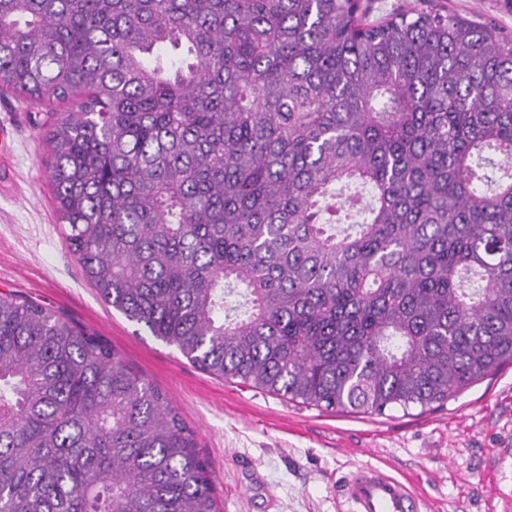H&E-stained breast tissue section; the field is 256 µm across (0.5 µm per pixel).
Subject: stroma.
I'll list each match as a JSON object with an SVG mask.
<instances>
[{
	"label": "stroma",
	"instance_id": "obj_1",
	"mask_svg": "<svg viewBox=\"0 0 512 512\" xmlns=\"http://www.w3.org/2000/svg\"><path fill=\"white\" fill-rule=\"evenodd\" d=\"M370 21L424 8L480 17L512 36V0H361ZM0 91V295L50 309L113 349L192 430L220 512H342L336 490L373 464L412 481L433 512H495L492 452L512 445V364L444 405L382 415L327 412L205 373L107 305L57 220L48 173L53 113Z\"/></svg>",
	"mask_w": 512,
	"mask_h": 512
}]
</instances>
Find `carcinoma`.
<instances>
[{
    "label": "carcinoma",
    "mask_w": 512,
    "mask_h": 512,
    "mask_svg": "<svg viewBox=\"0 0 512 512\" xmlns=\"http://www.w3.org/2000/svg\"><path fill=\"white\" fill-rule=\"evenodd\" d=\"M0 86L81 97L49 130L69 249L200 370L381 415L512 361V38L494 26L365 24L360 0H0ZM215 507L161 392L0 297V512Z\"/></svg>",
    "instance_id": "cac0c4a2"
}]
</instances>
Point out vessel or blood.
<instances>
[{
	"mask_svg": "<svg viewBox=\"0 0 512 512\" xmlns=\"http://www.w3.org/2000/svg\"><path fill=\"white\" fill-rule=\"evenodd\" d=\"M338 493L349 512H426L425 499L409 483L376 465L358 467L344 479Z\"/></svg>",
	"mask_w": 512,
	"mask_h": 512,
	"instance_id": "obj_1",
	"label": "vessel or blood"
}]
</instances>
